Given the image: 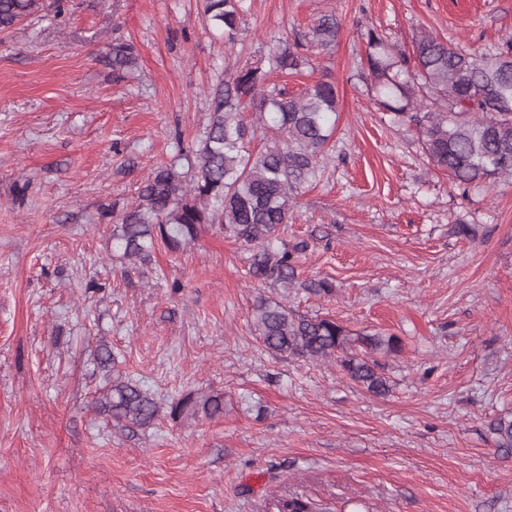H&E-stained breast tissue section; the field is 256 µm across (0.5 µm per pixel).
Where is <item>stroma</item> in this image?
Returning a JSON list of instances; mask_svg holds the SVG:
<instances>
[{"label":"stroma","mask_w":512,"mask_h":512,"mask_svg":"<svg viewBox=\"0 0 512 512\" xmlns=\"http://www.w3.org/2000/svg\"><path fill=\"white\" fill-rule=\"evenodd\" d=\"M248 2L231 46L201 0H43L0 32V512H272L292 493L331 512H512V450L490 430L512 419V181L458 188L361 77L367 28L407 53L420 26L488 53L512 0ZM327 12L337 43L284 83L329 76L336 130L281 238L308 242L302 278L335 294L254 282L219 224L145 265L113 257L104 207L197 149L225 67ZM118 40L138 54L122 76L101 62ZM261 295L397 336L390 394L270 355ZM102 345L164 408L217 391L223 417L116 425L93 407Z\"/></svg>","instance_id":"obj_1"}]
</instances>
